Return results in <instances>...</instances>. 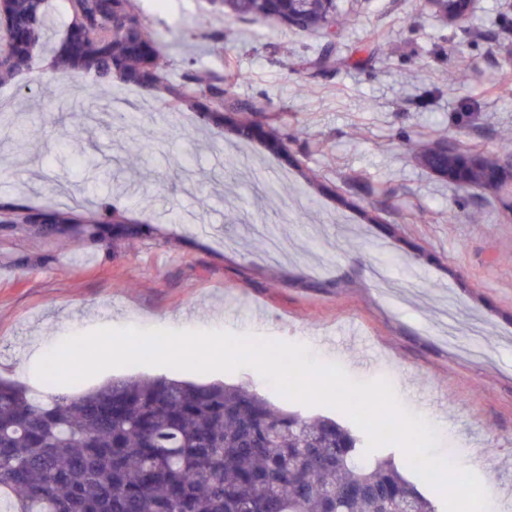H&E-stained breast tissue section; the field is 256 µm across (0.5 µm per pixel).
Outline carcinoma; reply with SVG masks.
<instances>
[{
    "label": "carcinoma",
    "instance_id": "cac0c4a2",
    "mask_svg": "<svg viewBox=\"0 0 512 512\" xmlns=\"http://www.w3.org/2000/svg\"><path fill=\"white\" fill-rule=\"evenodd\" d=\"M227 17L264 19L270 0H218ZM336 10L331 0H305L307 27ZM10 75L30 68L49 31L48 0H14ZM157 41L131 0L68 3L61 46L51 67L61 78L88 76L89 101L119 80L148 93L161 89L180 107L224 122V83L195 75L173 85L155 64ZM258 113H235L237 137L251 138ZM85 150L83 129L64 141ZM430 170L450 166L442 142L422 155ZM498 157L466 170L485 182ZM86 230L113 223L134 238L107 197ZM362 436L331 417H307L244 386L194 384L166 376L130 375L76 393L50 383L33 392L0 378V498L7 512H437L391 456L364 455Z\"/></svg>",
    "mask_w": 512,
    "mask_h": 512
}]
</instances>
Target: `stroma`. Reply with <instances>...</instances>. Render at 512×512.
<instances>
[{"mask_svg":"<svg viewBox=\"0 0 512 512\" xmlns=\"http://www.w3.org/2000/svg\"><path fill=\"white\" fill-rule=\"evenodd\" d=\"M132 2L165 41L171 82L233 62L227 98L298 131L292 159L119 81L101 98L126 100L135 126L95 125L83 156L64 154L88 102L82 81L50 71L64 19L52 0L49 48L0 84V376L46 390L30 346L100 327L304 343L355 381L413 386L402 404L438 437L434 454L479 476L489 512H512V186L464 191L419 159L440 139L494 153L512 136V10L478 0L461 28L424 0H338L328 30L228 20L205 0ZM455 68L465 82H442ZM116 182L137 239L14 220L96 218ZM177 377L280 399L250 368Z\"/></svg>","mask_w":512,"mask_h":512,"instance_id":"obj_1","label":"stroma"}]
</instances>
